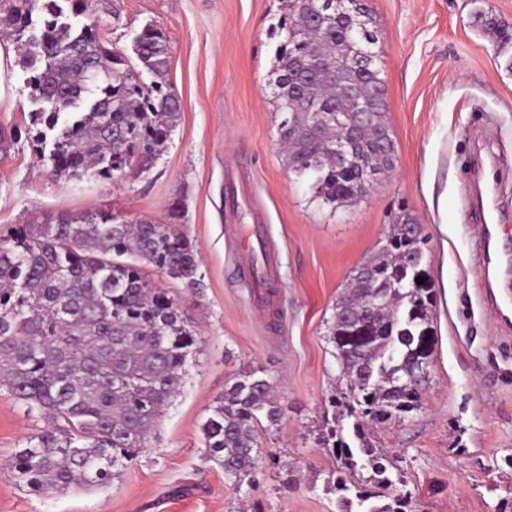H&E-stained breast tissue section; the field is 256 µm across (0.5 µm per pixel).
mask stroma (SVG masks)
I'll use <instances>...</instances> for the list:
<instances>
[{"label":"stroma","mask_w":512,"mask_h":512,"mask_svg":"<svg viewBox=\"0 0 512 512\" xmlns=\"http://www.w3.org/2000/svg\"><path fill=\"white\" fill-rule=\"evenodd\" d=\"M479 6L512 27V0H368L396 156L369 195L334 210L312 202L280 147L272 85L283 0H89L102 38L123 53L146 24L166 35L178 122L151 172L110 182L56 180L29 140L12 141L0 152V234L95 211L118 223L178 220L200 250L199 289L148 275L202 344L149 447L102 490L20 486L8 461L46 422L1 389L0 512H337L325 482L340 461L316 442L339 373L328 325L354 271L403 214L422 227L437 293L430 375L420 411L373 439L420 512H496L512 500V270L499 278L500 309L485 306L472 211L475 155L512 161V70L474 25ZM26 79L10 68L6 133L29 123ZM252 224L275 267L264 292L239 277ZM253 371L274 382L288 413L280 430L262 432L258 482L242 493L206 458L201 425L225 386Z\"/></svg>","instance_id":"1"}]
</instances>
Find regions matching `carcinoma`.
Masks as SVG:
<instances>
[{"instance_id": "cac0c4a2", "label": "carcinoma", "mask_w": 512, "mask_h": 512, "mask_svg": "<svg viewBox=\"0 0 512 512\" xmlns=\"http://www.w3.org/2000/svg\"><path fill=\"white\" fill-rule=\"evenodd\" d=\"M71 4L65 14L62 2ZM81 0H0L18 64L28 85L44 99L29 112L26 129L39 156L58 180L93 176L110 181L128 170L143 174L167 146L181 102L165 76L169 45L147 24L133 51L154 77L147 85L125 56L108 47ZM321 0H288L292 19L280 44L274 98L284 115L309 104L336 108V79L360 100L380 103L378 115L357 129L354 149L379 171L389 168L395 143L383 112L384 81L376 59L359 69L355 58L375 42L374 31L355 40V17L325 18ZM476 26L491 33L512 68V28L478 8ZM39 26L32 41L28 29ZM314 56L330 71L311 80L300 59ZM280 136L290 168L310 182L325 205L350 203L367 193L354 164L330 156L336 125L323 132L283 119ZM421 227L407 219L392 225L385 248L360 266L336 300L330 327L343 386L329 398L333 413L353 419L347 441L336 420L326 423L322 445L343 470L329 481L338 512H418L411 496L393 491L387 466L374 448L371 427L417 412L422 406L421 363L433 344L434 288H412V267L426 268ZM196 290L199 256L180 224L147 220L116 224L112 215L61 216L21 224L0 236V388L28 413L51 425L30 436L10 459L20 485L37 495L51 490H95L148 446L158 418L179 393L186 366L200 340L181 307L151 284L145 269ZM286 409L269 379L250 374L224 389L202 424L205 448L237 490L256 484L262 442L258 427L279 426ZM362 459L370 477L357 483Z\"/></svg>"}]
</instances>
